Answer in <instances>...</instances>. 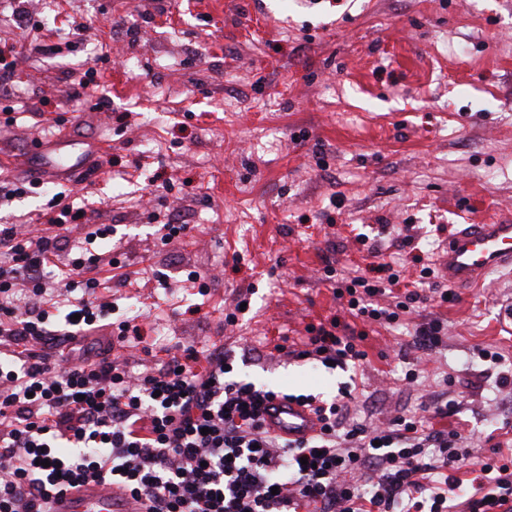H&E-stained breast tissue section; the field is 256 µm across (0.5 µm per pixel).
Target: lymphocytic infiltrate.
Segmentation results:
<instances>
[{"label": "lymphocytic infiltrate", "mask_w": 512, "mask_h": 512, "mask_svg": "<svg viewBox=\"0 0 512 512\" xmlns=\"http://www.w3.org/2000/svg\"><path fill=\"white\" fill-rule=\"evenodd\" d=\"M49 223L57 233L88 227L59 288L47 276L57 233L0 225V512H44L54 493L89 481L116 485L143 512H512V464L501 449L475 456L460 432L435 428L448 416L442 398L423 404L422 415L370 422L353 409L357 389L330 401L302 394L321 426L293 442L260 419L275 391L233 380L223 348H170L134 371L113 351L133 344L149 356L153 346L127 318L86 352L113 310L96 297L94 276L102 260L94 247L112 227L67 205ZM369 254L335 290L352 317L400 325L431 298L446 299L436 287L399 291L393 262L378 248ZM307 332L289 356L329 369L367 358L339 319Z\"/></svg>", "instance_id": "f902f5d3"}]
</instances>
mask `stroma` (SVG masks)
<instances>
[{
	"label": "stroma",
	"mask_w": 512,
	"mask_h": 512,
	"mask_svg": "<svg viewBox=\"0 0 512 512\" xmlns=\"http://www.w3.org/2000/svg\"><path fill=\"white\" fill-rule=\"evenodd\" d=\"M510 37L512 0H0L17 88H0V183L40 182L0 199V225L37 219L63 194L112 225L99 250L120 265L95 270L97 294L116 303L112 320L142 316L156 348L215 344L234 379L329 399L359 377L388 415L443 392L458 403L445 426L471 435L475 454L512 447V388L476 354L493 347L512 363V272L430 304L447 336L417 386L403 381L402 326L351 320L366 335L359 370L272 353L342 315L324 267L365 266L357 234L413 282V255L436 261L459 225L512 216ZM92 65L90 92L73 99ZM68 136L108 150L57 178L34 174L36 150ZM163 224L187 231L164 246ZM402 224L415 238L399 250ZM190 270L207 296L184 282ZM240 293L249 308L225 326Z\"/></svg>",
	"instance_id": "obj_1"
}]
</instances>
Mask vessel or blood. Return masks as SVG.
I'll list each match as a JSON object with an SVG mask.
<instances>
[{"instance_id":"b4317fda","label":"vessel or blood","mask_w":512,"mask_h":512,"mask_svg":"<svg viewBox=\"0 0 512 512\" xmlns=\"http://www.w3.org/2000/svg\"><path fill=\"white\" fill-rule=\"evenodd\" d=\"M439 266L449 283L468 288L495 270L512 269V220L479 221L451 235ZM268 430L290 440H305L319 429L316 415L302 403L277 399L265 404ZM46 512H128L122 493L108 482L88 483L53 496Z\"/></svg>"}]
</instances>
